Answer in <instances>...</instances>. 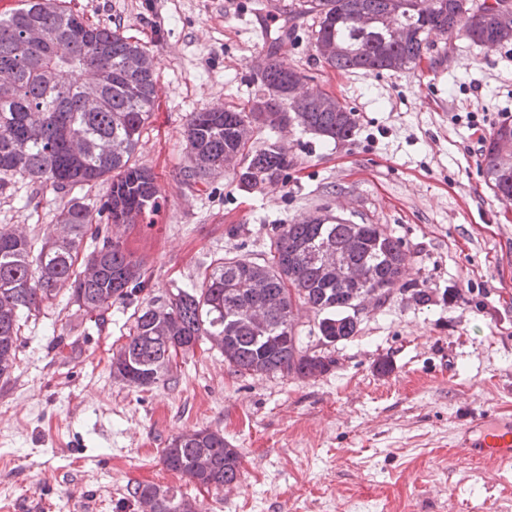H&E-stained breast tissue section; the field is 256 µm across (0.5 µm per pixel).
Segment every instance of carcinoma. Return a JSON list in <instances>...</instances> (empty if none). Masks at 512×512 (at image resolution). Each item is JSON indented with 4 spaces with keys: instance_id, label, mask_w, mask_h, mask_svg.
<instances>
[{
    "instance_id": "obj_1",
    "label": "carcinoma",
    "mask_w": 512,
    "mask_h": 512,
    "mask_svg": "<svg viewBox=\"0 0 512 512\" xmlns=\"http://www.w3.org/2000/svg\"><path fill=\"white\" fill-rule=\"evenodd\" d=\"M394 0H306L304 13L318 18L314 40H331L336 52L322 62L330 69L365 74L392 70L402 64L416 67L431 47L434 32H463L474 43L512 42V23L503 24L497 6L512 0H493L495 6L474 0H440L423 13L412 0H403L398 20L414 32L405 44L380 25L365 27V15L383 16ZM39 27L49 42L31 47L24 38ZM132 54L147 55L138 42L111 28L88 24L57 0H24L21 7L0 15V72L13 80L0 84V190L14 177L28 178L56 192L98 181L110 182L105 200L95 208L69 200L44 230L39 246L0 226V378L14 366L16 341L22 324L38 316L43 306L60 294L67 303L102 320L117 302H125L144 286V262L124 244L103 233L102 225L138 224L159 209V188L150 170L132 162L142 131L152 116L157 97L155 67L132 77L128 91L122 66ZM57 61L60 81L47 85L40 71ZM99 81L104 104L96 110L84 105L83 87ZM305 76L283 61L269 57L262 72L266 121L257 129L266 134L262 148L244 152L246 142L238 126L246 110L194 112L186 127L191 165L188 177L202 182L224 169V155L240 157L239 182L249 189L279 182L291 161L276 138L281 126L297 124L327 140L354 135V112L332 96L307 92L279 99L272 89ZM512 143V125L500 124L488 138L483 173L494 194H512V162H505L501 144ZM101 245L83 255L86 237ZM323 236L336 241L358 238L349 254L366 268L368 287L384 303L394 288L406 290L402 276L408 255L399 240L376 224L315 220L283 224L270 238L265 276L258 288H243L239 281L250 260L225 257L190 288H177L164 300H154L135 314L129 342L112 357V373L133 388L167 381L172 371L169 350H194L199 342L221 339L224 362L240 374H294L302 379L329 372L336 359L311 354L295 333V310L304 306L317 319L315 330L324 345L347 341L358 332L349 314L354 289L316 273L299 259L298 250ZM236 294L238 316L225 322L228 294ZM165 466L195 485L216 490L240 478V452L229 448L224 434L211 429L183 432L163 449ZM133 497L150 512H192L185 497L168 488L138 485Z\"/></svg>"
}]
</instances>
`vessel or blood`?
Wrapping results in <instances>:
<instances>
[{
  "label": "vessel or blood",
  "instance_id": "b4317fda",
  "mask_svg": "<svg viewBox=\"0 0 512 512\" xmlns=\"http://www.w3.org/2000/svg\"><path fill=\"white\" fill-rule=\"evenodd\" d=\"M460 447L470 460L512 465V418L472 421L461 432Z\"/></svg>",
  "mask_w": 512,
  "mask_h": 512
}]
</instances>
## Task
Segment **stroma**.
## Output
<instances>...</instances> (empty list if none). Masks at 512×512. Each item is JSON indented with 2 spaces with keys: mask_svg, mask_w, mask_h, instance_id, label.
<instances>
[{
  "mask_svg": "<svg viewBox=\"0 0 512 512\" xmlns=\"http://www.w3.org/2000/svg\"><path fill=\"white\" fill-rule=\"evenodd\" d=\"M300 2L71 0L153 59L157 105L135 158L155 174L160 208L112 229L146 263L142 291L102 321L58 300L22 326L0 379V512L32 498L39 512H139L140 483L180 490L195 512H512V467L457 446L474 419L512 416V203L481 167L482 136L512 115V43L488 51L434 32L417 68L344 73L318 61L317 20ZM271 54L351 109L354 135L279 133L293 164L255 190L230 169L189 182L190 114L250 105ZM68 201L13 178L0 225L35 238ZM324 215L380 225L410 257L408 291L368 304L353 338L321 345L313 313L300 312L304 345L336 360L328 373L243 376L205 343L169 381L135 389L113 376L148 301L221 258L262 261L279 225ZM414 288L430 302L416 303ZM199 428L239 449L233 491L200 490L164 465L170 439Z\"/></svg>",
  "mask_w": 512,
  "mask_h": 512,
  "instance_id": "1",
  "label": "stroma"
}]
</instances>
